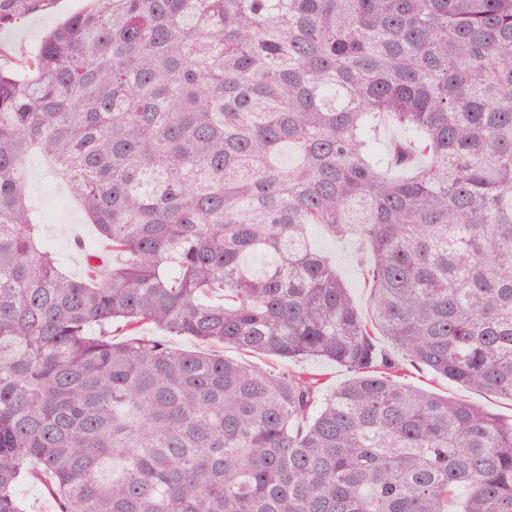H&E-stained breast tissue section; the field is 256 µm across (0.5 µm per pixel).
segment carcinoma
<instances>
[{
	"label": "carcinoma",
	"mask_w": 512,
	"mask_h": 512,
	"mask_svg": "<svg viewBox=\"0 0 512 512\" xmlns=\"http://www.w3.org/2000/svg\"><path fill=\"white\" fill-rule=\"evenodd\" d=\"M34 152L105 245L82 277ZM313 226L367 248L372 320ZM377 330L512 401V0H88L0 69V512L24 478L60 512H512V418ZM27 170L26 197L41 223L45 245L65 257L66 268L71 274L84 275V255L104 251L95 226L89 223L69 189L67 191L65 182L48 170L39 155L29 159ZM58 187L67 198L64 209H58L54 204ZM375 333L378 335L375 336L378 344L384 348L387 353L393 356L397 362L405 369V382L414 384L439 395L465 399L475 405H478L505 418H508L512 415L511 401L499 399L485 393L466 389L450 383L447 380L435 378L425 371L414 369L403 358L401 353L393 348L386 336H379L378 331H375ZM169 343L177 348L187 350H201L212 352L216 354L224 355L225 358L244 362L256 367H259L268 371L279 372L283 369H298V366L292 364L286 365L278 362L275 358L259 354V353H247L234 348H221L216 345H204L199 344L196 341L189 338H170Z\"/></svg>",
	"instance_id": "obj_1"
}]
</instances>
